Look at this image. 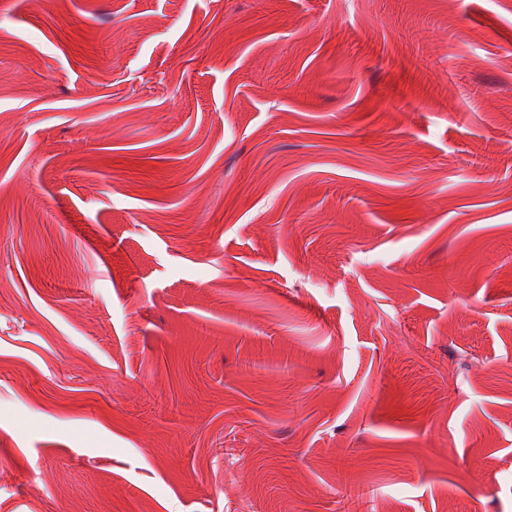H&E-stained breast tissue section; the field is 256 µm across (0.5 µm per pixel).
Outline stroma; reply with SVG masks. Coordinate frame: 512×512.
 <instances>
[{"label": "stroma", "mask_w": 512, "mask_h": 512, "mask_svg": "<svg viewBox=\"0 0 512 512\" xmlns=\"http://www.w3.org/2000/svg\"><path fill=\"white\" fill-rule=\"evenodd\" d=\"M0 512H512V0H0Z\"/></svg>", "instance_id": "1"}]
</instances>
